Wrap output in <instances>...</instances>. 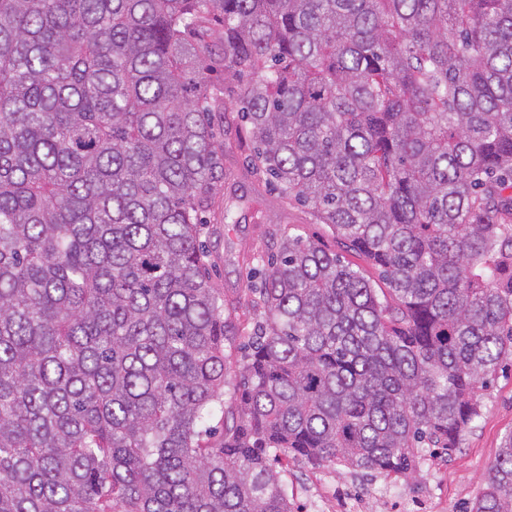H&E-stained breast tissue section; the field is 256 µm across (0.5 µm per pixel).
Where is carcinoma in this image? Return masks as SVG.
<instances>
[{
  "instance_id": "1",
  "label": "carcinoma",
  "mask_w": 512,
  "mask_h": 512,
  "mask_svg": "<svg viewBox=\"0 0 512 512\" xmlns=\"http://www.w3.org/2000/svg\"><path fill=\"white\" fill-rule=\"evenodd\" d=\"M231 84L253 172L386 284L282 232L236 360ZM510 358L512 0H0V512H293L280 455L405 475ZM469 512H512V433Z\"/></svg>"
}]
</instances>
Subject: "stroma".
<instances>
[{
  "mask_svg": "<svg viewBox=\"0 0 512 512\" xmlns=\"http://www.w3.org/2000/svg\"><path fill=\"white\" fill-rule=\"evenodd\" d=\"M211 123L224 139V180L205 214V244L212 282L234 302V321L253 328L256 320L244 292L247 274L256 267L259 247L285 229L335 247L330 228L306 206L282 199L246 160L252 152L242 137L235 106L213 113ZM512 433V361L499 370L481 399V415L449 457H424L406 476L364 477L343 467L308 468L281 458L279 469L294 512H321L337 496L360 503L358 512H465L484 486L503 438Z\"/></svg>",
  "mask_w": 512,
  "mask_h": 512,
  "instance_id": "1",
  "label": "stroma"
}]
</instances>
